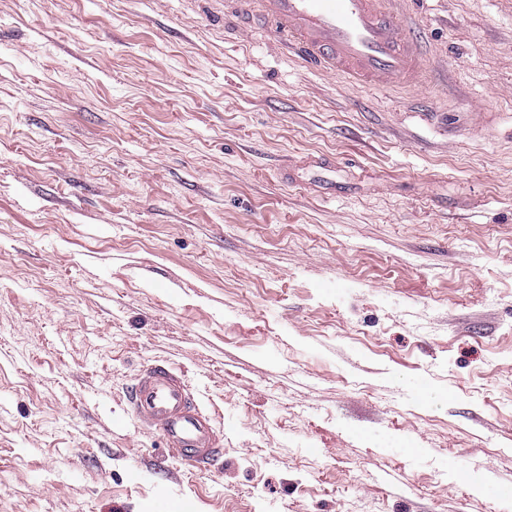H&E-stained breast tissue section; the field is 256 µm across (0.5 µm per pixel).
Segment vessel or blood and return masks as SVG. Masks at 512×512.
Returning a JSON list of instances; mask_svg holds the SVG:
<instances>
[{
    "instance_id": "obj_1",
    "label": "vessel or blood",
    "mask_w": 512,
    "mask_h": 512,
    "mask_svg": "<svg viewBox=\"0 0 512 512\" xmlns=\"http://www.w3.org/2000/svg\"><path fill=\"white\" fill-rule=\"evenodd\" d=\"M247 19L263 24L302 64L373 88L423 86L430 72L419 42L392 0H236ZM134 417L163 436L187 466L213 460L216 434L180 376L155 364L129 395Z\"/></svg>"
}]
</instances>
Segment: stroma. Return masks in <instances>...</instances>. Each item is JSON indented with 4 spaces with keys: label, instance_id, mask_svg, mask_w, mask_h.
I'll return each instance as SVG.
<instances>
[{
    "label": "stroma",
    "instance_id": "35a3bbf8",
    "mask_svg": "<svg viewBox=\"0 0 512 512\" xmlns=\"http://www.w3.org/2000/svg\"><path fill=\"white\" fill-rule=\"evenodd\" d=\"M305 69L224 0H0V512H512V0ZM184 374L223 441L136 425ZM129 403L134 417L163 436L169 450L188 467L216 457L214 429L171 367L155 364L145 368L135 379Z\"/></svg>",
    "mask_w": 512,
    "mask_h": 512
}]
</instances>
